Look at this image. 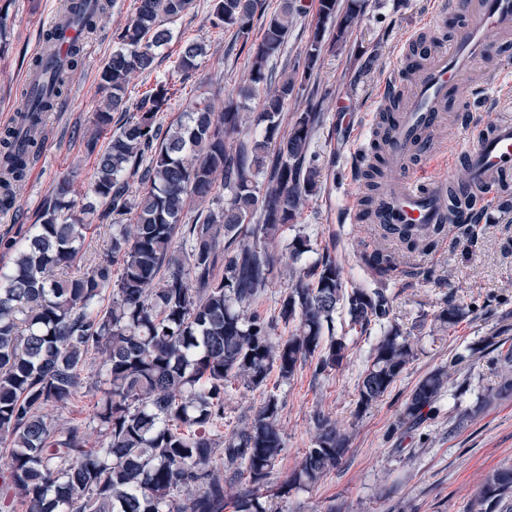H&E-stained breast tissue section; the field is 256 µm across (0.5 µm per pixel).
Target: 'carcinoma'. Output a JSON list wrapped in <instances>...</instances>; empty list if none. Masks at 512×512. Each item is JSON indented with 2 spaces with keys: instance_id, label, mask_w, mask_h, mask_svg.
<instances>
[{
  "instance_id": "obj_1",
  "label": "carcinoma",
  "mask_w": 512,
  "mask_h": 512,
  "mask_svg": "<svg viewBox=\"0 0 512 512\" xmlns=\"http://www.w3.org/2000/svg\"><path fill=\"white\" fill-rule=\"evenodd\" d=\"M88 2L62 4L65 22L80 25L85 34L95 28L107 0H94L93 7ZM359 2L319 0L303 65L277 75L270 62L284 49L294 21L306 14L304 0H280L269 15L263 0H212L213 26L236 30L244 45L254 20H263V37L249 48V85L225 98L220 111L205 97L192 101L176 127L165 129L156 122L170 100L161 82L114 130L112 113L128 111V76L154 69L158 52L172 40L168 23L192 3L134 0L129 24L115 35L119 48L99 74L104 107L94 113V132L84 140L95 162L87 202L77 205L69 180L59 181L40 222L22 240L4 245L14 258L0 269V439L7 442L0 487L25 512H224L223 466L252 485L233 497L235 512H270L255 491L285 449L279 398L265 395L255 414L222 439L213 428L224 421L226 388L239 382L259 389L274 370L289 380L306 362L314 363L316 376L340 367L349 347L332 332L339 310L362 336L380 327L372 364L357 384V412L377 403L413 360L414 341L392 320L389 297L378 289L347 288L329 255L292 272L277 315L251 310L271 282L284 227L294 223L321 178L310 152L320 113L311 108L290 115L285 108L317 68L326 26L335 29V43L346 41ZM82 52L83 43L74 41L64 59L53 54L32 62L40 92L25 90L28 109L0 131V210L13 206L28 158L41 147L43 116L56 106ZM205 55L203 44L186 43L175 68L194 72ZM258 91L263 103L255 114L247 101ZM253 125L262 128L260 136L243 138ZM104 133L109 140L100 150ZM137 172L144 189L134 205L127 174ZM218 172L228 201L184 222L190 202L212 196ZM360 175L370 191L365 203L375 212L386 172L366 158ZM134 207L136 224L129 230L117 220ZM96 219L113 221L104 260L55 278V269L76 263ZM381 229L394 248L366 255L363 262L388 276L400 264L397 248L431 246L446 225L426 228L421 239L404 224ZM108 288L112 300L106 305ZM465 315L446 301L435 319L452 329ZM281 325L294 330L281 336ZM92 351L105 355L95 372L102 396L93 413L100 440L93 443L80 425L59 427L47 414L76 394ZM494 352L491 363L499 366L500 381L484 388L482 404L512 393V347ZM447 380L443 369L422 378L404 417L422 416ZM313 425L312 447L288 477V491L317 483L347 451L348 438L328 416L316 414ZM470 512H512V466L487 477Z\"/></svg>"
}]
</instances>
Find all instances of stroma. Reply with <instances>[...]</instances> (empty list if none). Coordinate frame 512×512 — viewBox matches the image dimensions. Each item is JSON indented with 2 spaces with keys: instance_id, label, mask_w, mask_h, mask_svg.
Segmentation results:
<instances>
[{
  "instance_id": "obj_1",
  "label": "stroma",
  "mask_w": 512,
  "mask_h": 512,
  "mask_svg": "<svg viewBox=\"0 0 512 512\" xmlns=\"http://www.w3.org/2000/svg\"><path fill=\"white\" fill-rule=\"evenodd\" d=\"M444 0H364L358 24L346 46L325 49L309 86L289 111L316 107L321 122L311 150L323 168L318 192L302 206L283 242L296 234L309 236L311 252L292 259L280 250V263L258 307L273 315L284 291L288 270L296 262L310 263L328 254L342 269L347 287L382 289L392 299V314L414 334L416 356L390 391L366 412L356 409L357 383L371 363L373 337L351 331L344 316L335 320L336 335L345 337L349 352L342 366L314 376L310 365L294 377H271L269 390L281 402L280 427L286 448L260 494L272 512H468L488 473L512 464V395L487 407L477 396L497 380L483 348L489 339L512 346V179L493 194L481 197L476 209L481 221L475 234L450 229L434 251L415 252L401 259L398 271L379 279L363 265V255L382 240L372 222L360 219L366 194L359 174L370 149L380 114L381 96L388 86H402L406 40L421 28L429 39L415 51L436 55L449 45L463 21L455 10H443ZM211 0H195L193 8L173 24V39L160 52L153 71L134 73L128 82V103L163 82L175 90L162 125H169L193 97L211 98L223 105L246 85L250 55L234 30L212 26ZM59 0H0L8 16L0 37V128L13 121L11 113L23 103L25 74L58 13ZM133 14V0H117L100 17L97 29L84 43L81 65L69 78L66 95L49 112L43 147L31 159L13 208L0 212V241L23 237L37 223L54 184L70 177L74 198H81L93 172L94 160L82 143L92 127L93 114L103 104L99 73L117 49L115 35ZM204 43L202 66L190 76L177 72L175 61L183 40ZM512 36L493 41L488 54L464 77L463 93L436 132L435 157L414 172L416 180L431 181L457 175V157L473 143L479 129L498 112L512 113ZM493 79L489 100L465 109V98L486 79ZM466 308L465 318L452 330L435 321L444 301ZM446 369L448 384L421 420L400 423L404 405L417 382L437 369ZM264 391L233 384L224 395V424L220 435L241 427L263 402ZM100 393L92 374L73 403L51 410L58 425L81 424L89 440H97L92 420ZM323 413L350 436L341 463L318 484L279 495L278 490L312 445L313 417Z\"/></svg>"
}]
</instances>
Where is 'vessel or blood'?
<instances>
[{
    "label": "vessel or blood",
    "instance_id": "vessel-or-blood-1",
    "mask_svg": "<svg viewBox=\"0 0 512 512\" xmlns=\"http://www.w3.org/2000/svg\"><path fill=\"white\" fill-rule=\"evenodd\" d=\"M454 9L469 10L472 18L459 37L417 77L415 93L407 108L397 114L396 136L388 149V159L402 172L384 191L385 206L375 216L379 224H445L450 210H457V223H470L473 214L465 193H449V180L440 177L423 184L408 173L410 162L426 155L433 133L442 125L443 105L461 78L481 61L494 31L512 29V0H476L467 6L455 0ZM470 171V184L483 192H493L502 180L512 177V114L499 113L463 155Z\"/></svg>",
    "mask_w": 512,
    "mask_h": 512
}]
</instances>
